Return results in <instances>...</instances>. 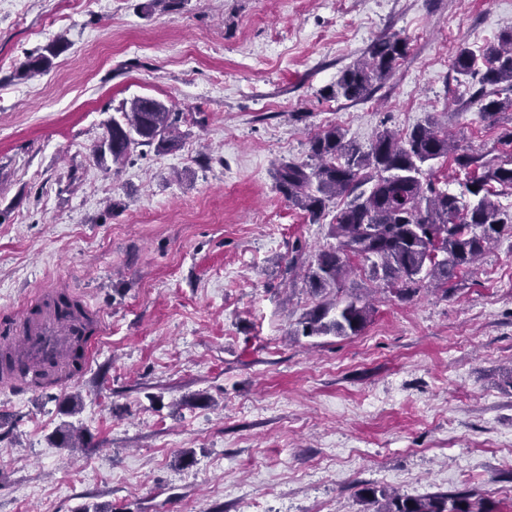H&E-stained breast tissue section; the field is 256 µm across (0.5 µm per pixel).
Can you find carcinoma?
Returning a JSON list of instances; mask_svg holds the SVG:
<instances>
[{"label":"carcinoma","mask_w":512,"mask_h":512,"mask_svg":"<svg viewBox=\"0 0 512 512\" xmlns=\"http://www.w3.org/2000/svg\"><path fill=\"white\" fill-rule=\"evenodd\" d=\"M64 49L60 40L48 45L21 64L19 76L45 72L51 58ZM406 50L403 38L379 39L367 58L342 71L328 88V97L368 98L374 82L388 76ZM453 69L463 77H480L477 95L485 117L512 111V31L479 54L460 45ZM181 119L182 113L170 111L163 102L138 97L122 110V119H112L104 145L115 162L137 147L171 151L178 146L174 131ZM451 152L448 131L434 126H418L403 137L381 131L365 148L346 139L334 125L312 139L309 160L282 164L277 171L278 190L312 221L320 220L327 201L347 198L333 221L336 245L306 269L310 288L318 293L341 288L350 259L359 257L372 262L374 276L407 299L420 292L425 280L443 287L457 270L474 264L507 224L489 184L512 190V160L506 167H490L472 155L455 156L459 167L471 170L466 187L476 201L470 204L430 180L422 181L424 165ZM372 313L371 305L357 298L341 307L324 302L300 321L301 335L355 336ZM362 493L373 512H492L472 500L468 491L410 497L367 487Z\"/></svg>","instance_id":"obj_1"}]
</instances>
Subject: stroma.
Wrapping results in <instances>:
<instances>
[{"mask_svg":"<svg viewBox=\"0 0 512 512\" xmlns=\"http://www.w3.org/2000/svg\"><path fill=\"white\" fill-rule=\"evenodd\" d=\"M509 30L512 0H0V327L38 285L96 319L79 379L0 383V512H372L365 484L512 512V231L447 292L400 299L356 260L321 295L288 262L335 245L343 201L313 224L276 187L330 125L366 146L432 122L512 158V112L484 118L453 70ZM393 34L370 98L328 97ZM137 97L184 113L177 149L97 161ZM356 297L358 335H296ZM65 46L61 40L55 41L44 48L47 54L41 53L35 57L29 58L26 62L22 63L19 70V76L29 77L36 73L45 72L51 65V58L59 55Z\"/></svg>","mask_w":512,"mask_h":512,"instance_id":"stroma-1","label":"stroma"}]
</instances>
